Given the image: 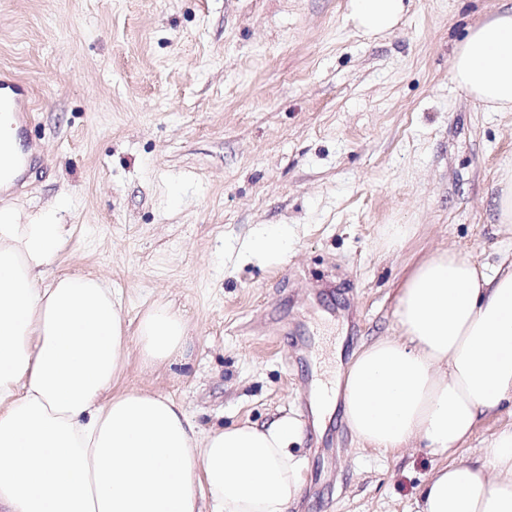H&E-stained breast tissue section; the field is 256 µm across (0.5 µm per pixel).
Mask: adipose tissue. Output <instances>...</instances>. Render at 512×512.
Listing matches in <instances>:
<instances>
[{"label":"adipose tissue","instance_id":"1","mask_svg":"<svg viewBox=\"0 0 512 512\" xmlns=\"http://www.w3.org/2000/svg\"><path fill=\"white\" fill-rule=\"evenodd\" d=\"M367 33L392 29L404 0H349ZM452 74L494 112H512V0L472 27ZM64 245L52 214L0 208V512H288L303 491L299 428L201 431L170 397L116 390L129 338L143 364L184 358L189 328L156 302L129 326L102 278L46 273ZM398 334L345 372L344 416L358 441L396 452L418 441L439 464L416 512H512V426L475 462L456 453L512 402V259L465 250L419 262L397 296Z\"/></svg>","mask_w":512,"mask_h":512}]
</instances>
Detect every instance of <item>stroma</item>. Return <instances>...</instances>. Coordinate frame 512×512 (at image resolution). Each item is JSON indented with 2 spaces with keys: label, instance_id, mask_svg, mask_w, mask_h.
Returning <instances> with one entry per match:
<instances>
[{
  "label": "stroma",
  "instance_id": "stroma-1",
  "mask_svg": "<svg viewBox=\"0 0 512 512\" xmlns=\"http://www.w3.org/2000/svg\"><path fill=\"white\" fill-rule=\"evenodd\" d=\"M502 0H407L368 35L348 0H0V74L30 90V170L0 207L53 211L55 272L107 279L128 320L171 303L186 357L120 390L168 395L202 431L280 415L307 461L291 512H415L436 458L363 447L342 410L354 352L396 330L397 290L432 252L495 266L512 224V112L453 79L455 46ZM405 235L393 237V226ZM284 230L275 256L251 253ZM512 403L458 453L484 457ZM500 194L495 199L497 223L512 224V170H505L500 179Z\"/></svg>",
  "mask_w": 512,
  "mask_h": 512
}]
</instances>
